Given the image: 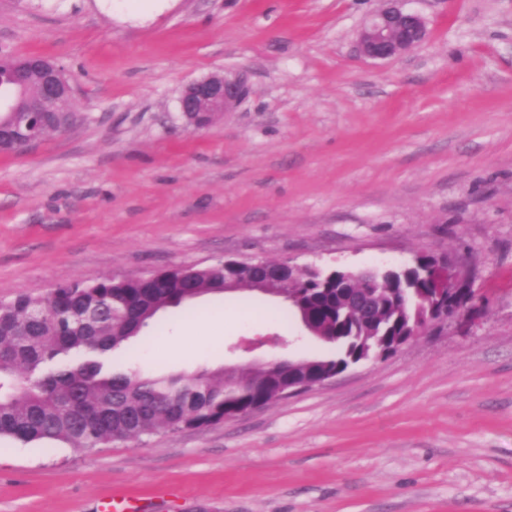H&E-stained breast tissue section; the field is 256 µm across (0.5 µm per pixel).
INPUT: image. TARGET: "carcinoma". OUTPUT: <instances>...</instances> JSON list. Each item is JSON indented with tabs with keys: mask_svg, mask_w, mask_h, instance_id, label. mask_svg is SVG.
I'll return each instance as SVG.
<instances>
[{
	"mask_svg": "<svg viewBox=\"0 0 512 512\" xmlns=\"http://www.w3.org/2000/svg\"><path fill=\"white\" fill-rule=\"evenodd\" d=\"M33 70L14 100L17 112L0 115V153L18 150L10 135L37 94ZM74 112L40 117L47 135L73 124ZM426 265L408 277L407 291L392 283L373 289L372 318L363 321L336 297V283L315 269L278 278L291 311L335 352L310 358L289 372L317 379L378 349L404 339L425 305ZM253 289L250 267L188 265L151 277L102 276L90 283L59 285L45 296L21 293L0 303V437L23 444L60 441L76 449L112 440H135L160 432L201 429L250 407L277 400L281 374L269 367L243 366L193 374L151 377L108 362L169 309L208 294L224 293V282Z\"/></svg>",
	"mask_w": 512,
	"mask_h": 512,
	"instance_id": "carcinoma-1",
	"label": "carcinoma"
}]
</instances>
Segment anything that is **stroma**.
I'll return each instance as SVG.
<instances>
[{
	"label": "stroma",
	"mask_w": 512,
	"mask_h": 512,
	"mask_svg": "<svg viewBox=\"0 0 512 512\" xmlns=\"http://www.w3.org/2000/svg\"><path fill=\"white\" fill-rule=\"evenodd\" d=\"M380 0H0V54L52 59L79 121L0 153V302L217 260L448 258L478 296L398 353L203 429L74 449L0 437V512H512V0H405L428 38L372 62ZM243 74L203 130L184 85ZM327 354L278 297L167 311L149 376Z\"/></svg>",
	"instance_id": "obj_1"
}]
</instances>
